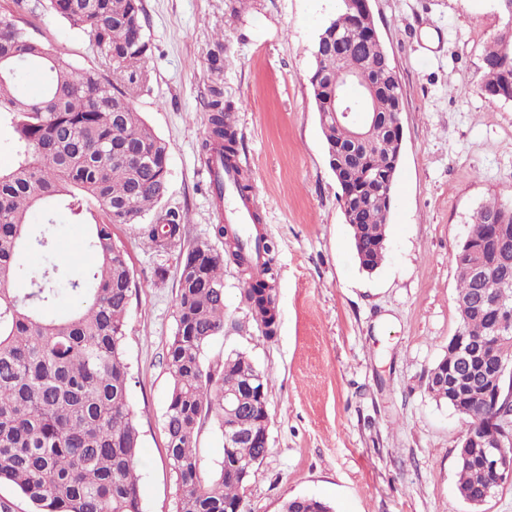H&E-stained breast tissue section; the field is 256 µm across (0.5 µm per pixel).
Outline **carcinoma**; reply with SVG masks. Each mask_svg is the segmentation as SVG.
Listing matches in <instances>:
<instances>
[{"label": "carcinoma", "mask_w": 512, "mask_h": 512, "mask_svg": "<svg viewBox=\"0 0 512 512\" xmlns=\"http://www.w3.org/2000/svg\"><path fill=\"white\" fill-rule=\"evenodd\" d=\"M50 12L87 34L102 59L97 68H79L61 52L32 39L13 18L0 16V60L12 73L0 77V121L14 130L16 163L0 171V483L15 486L35 512H141V434L129 401L131 374L125 361L126 323L133 276L127 252L113 239L116 224H140L168 193L169 147L135 112L134 94L146 83L144 66L151 45L144 33L143 0H47ZM354 13L346 0L321 30L337 34L346 45L336 65L331 45H314L319 53L309 78L315 111L324 121L327 87L341 71L359 70L362 81L392 70L382 44L354 34ZM512 86V51L495 38L483 56L482 88L488 93ZM211 127L202 143L228 161L238 151L231 117L222 93L212 90ZM388 101L378 100L380 122L375 146L349 183L366 189L383 175L399 147V134L388 120ZM329 167L336 169V140L344 131L321 126ZM95 203L103 221L86 223L84 203ZM40 209L64 211L76 224H87L90 260L70 276L48 262L27 265L25 257H48L56 242L29 224ZM391 206L382 201L345 217L359 267L371 273L387 250ZM186 214L167 209L145 226L161 251L181 246ZM512 204L483 205L454 253L460 335L498 344L499 356L512 363V333L499 335L489 303L508 296L512 313ZM496 269L489 282L478 283L470 267ZM252 278L244 300L257 310L264 327L274 319L275 298L268 277ZM23 279V294L10 285ZM77 303L66 313L53 307L60 282ZM224 254L196 245L182 256L178 281L177 327L171 337L166 369L171 379L164 432L169 464L178 488L177 512H244L242 474L253 475L269 453L263 447L266 421L259 404L243 392L255 372L268 387L270 375L250 355L231 350L221 361L207 359L206 349L224 333ZM473 365L448 351L428 372L426 389L450 403L441 383L453 379L460 401L452 404L469 430H485L490 444L498 432L484 428L488 405L471 385ZM498 409L512 415V382L501 379ZM242 397L239 418L249 437L223 452L219 468L204 473L198 447L204 427L224 432V394ZM458 493L485 503L500 487L479 452L457 465ZM283 512H333L326 502L295 497Z\"/></svg>", "instance_id": "cac0c4a2"}]
</instances>
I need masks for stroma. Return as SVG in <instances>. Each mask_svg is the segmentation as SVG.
Segmentation results:
<instances>
[{
	"label": "stroma",
	"mask_w": 512,
	"mask_h": 512,
	"mask_svg": "<svg viewBox=\"0 0 512 512\" xmlns=\"http://www.w3.org/2000/svg\"><path fill=\"white\" fill-rule=\"evenodd\" d=\"M143 4L150 82L134 106L170 147L160 207L187 213L185 247L207 243L225 254L228 326L207 357L241 350L271 375L270 453L244 489L248 512H282L295 497L335 512H470L456 489L463 420L425 384L460 323L453 254L481 205L512 203V102L481 87L485 48L507 22L498 0H369L403 91L387 253L371 274L352 253L309 83L312 45L340 0ZM0 13L77 67L97 63L86 34L44 0H0ZM215 86L231 107L239 161L275 245L271 336L242 299L249 270L214 233L201 144ZM30 221L55 238V264L84 256V225L62 216L49 225L39 210ZM113 232L135 282L125 356L141 432V509L176 512L163 420L180 256L155 249L139 226Z\"/></svg>",
	"instance_id": "1"
}]
</instances>
